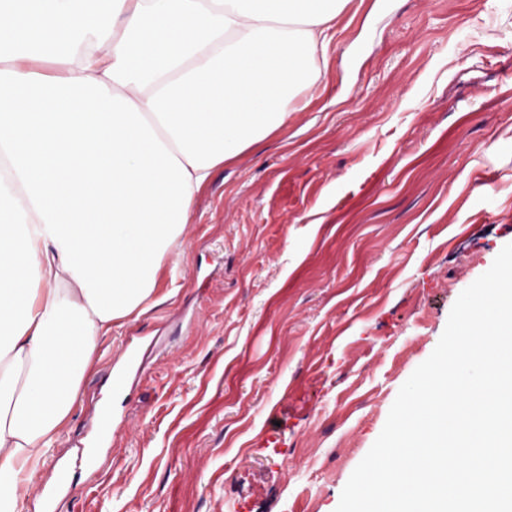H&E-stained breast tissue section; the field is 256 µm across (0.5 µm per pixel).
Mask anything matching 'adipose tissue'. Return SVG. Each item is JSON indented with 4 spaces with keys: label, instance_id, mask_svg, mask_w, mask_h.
<instances>
[{
    "label": "adipose tissue",
    "instance_id": "adipose-tissue-1",
    "mask_svg": "<svg viewBox=\"0 0 512 512\" xmlns=\"http://www.w3.org/2000/svg\"><path fill=\"white\" fill-rule=\"evenodd\" d=\"M347 2L0 0V512H22L98 338L152 302L214 169L319 81Z\"/></svg>",
    "mask_w": 512,
    "mask_h": 512
}]
</instances>
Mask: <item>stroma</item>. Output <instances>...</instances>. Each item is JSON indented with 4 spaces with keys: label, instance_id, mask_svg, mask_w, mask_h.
<instances>
[{
    "label": "stroma",
    "instance_id": "1",
    "mask_svg": "<svg viewBox=\"0 0 512 512\" xmlns=\"http://www.w3.org/2000/svg\"><path fill=\"white\" fill-rule=\"evenodd\" d=\"M320 80L225 161L156 305L100 337L59 512H335L460 293L512 243V0H348ZM158 351L114 394L113 356ZM127 426L93 433L100 403Z\"/></svg>",
    "mask_w": 512,
    "mask_h": 512
}]
</instances>
